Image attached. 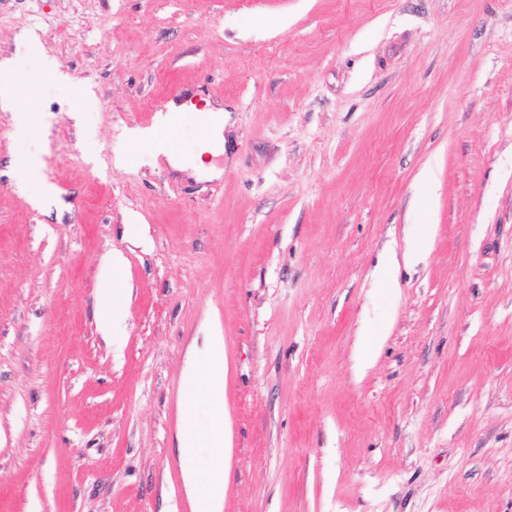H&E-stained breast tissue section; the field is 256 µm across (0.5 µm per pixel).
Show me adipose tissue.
<instances>
[{"mask_svg":"<svg viewBox=\"0 0 512 512\" xmlns=\"http://www.w3.org/2000/svg\"><path fill=\"white\" fill-rule=\"evenodd\" d=\"M185 114L181 105L169 103L166 111L157 113L150 127L135 130V143L152 148L176 169L189 170L205 179L221 177L220 169L205 163L204 152L220 153L224 150V111L209 113L206 117V151H186L180 144V133ZM124 258L115 252L103 263L101 298L108 312L103 330L113 345H120L119 327L124 311L114 301L115 270L122 267ZM224 337L215 332L209 338L204 355L190 358L182 373L181 384L188 398L178 414L177 441L191 512H223L222 489L227 472L226 450L228 436L224 430V382L226 377ZM209 409L213 415L210 424H202L200 409Z\"/></svg>","mask_w":512,"mask_h":512,"instance_id":"ef3b65f1","label":"adipose tissue"}]
</instances>
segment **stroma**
Returning a JSON list of instances; mask_svg holds the SVG:
<instances>
[{"mask_svg": "<svg viewBox=\"0 0 512 512\" xmlns=\"http://www.w3.org/2000/svg\"><path fill=\"white\" fill-rule=\"evenodd\" d=\"M0 63V512H190L215 327L224 512H512V0H0ZM185 91L220 178L128 137ZM18 78L11 66L0 65V105L10 108L16 98ZM41 161L39 155L33 151H26L19 154L12 166L13 177L21 184H40V199L47 198L51 195V188L41 182L40 176ZM124 258L121 253L114 252L103 263L101 298L107 306L108 312L103 321V330L106 336L112 339V345L120 349L122 341L119 327L124 319V311L114 302L116 286L113 279L114 270L123 266ZM224 336L213 332L207 351L190 358L182 373L181 384L189 403L178 414L177 441L191 512H223L224 478L227 472L228 436L224 430V382L226 377ZM200 408L213 417L209 425L199 419ZM201 448H208L206 473L201 475L195 460Z\"/></svg>", "mask_w": 512, "mask_h": 512, "instance_id": "obj_1", "label": "stroma"}]
</instances>
